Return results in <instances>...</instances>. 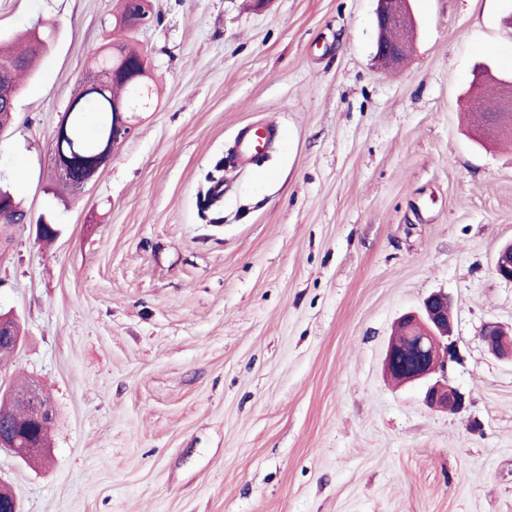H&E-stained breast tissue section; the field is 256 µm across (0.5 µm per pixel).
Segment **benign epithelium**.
<instances>
[{
    "label": "benign epithelium",
    "instance_id": "1",
    "mask_svg": "<svg viewBox=\"0 0 512 512\" xmlns=\"http://www.w3.org/2000/svg\"><path fill=\"white\" fill-rule=\"evenodd\" d=\"M375 23L376 59L385 66L398 65L407 54L410 41L391 42L387 32L393 27L411 31L410 0H377ZM491 84L503 93L501 111L493 117V125L500 128L512 122V80L497 76ZM493 270L498 278L512 282V243L498 251ZM448 305V295L438 292L424 301L421 312L405 314L400 321L405 335L390 338L385 367L394 371L395 379L403 384H425L427 406L456 413L464 408L466 396L447 378L448 368L458 360L457 341L445 330L453 323ZM481 336L494 355L512 359V335L499 325L485 324ZM17 397L31 409L30 417L24 425L0 423V447L37 456L43 451L41 437L50 429L53 410L37 386L20 392Z\"/></svg>",
    "mask_w": 512,
    "mask_h": 512
}]
</instances>
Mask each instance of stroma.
Instances as JSON below:
<instances>
[{
	"instance_id": "stroma-1",
	"label": "stroma",
	"mask_w": 512,
	"mask_h": 512,
	"mask_svg": "<svg viewBox=\"0 0 512 512\" xmlns=\"http://www.w3.org/2000/svg\"><path fill=\"white\" fill-rule=\"evenodd\" d=\"M115 2L0 0L1 40L55 28L0 135V184L31 217L0 229V312L21 324L0 391L34 382L54 411L41 462L0 450L20 512H512V363L480 336L512 326L493 272L512 143L466 110L478 63L512 70V0H411L395 69L376 0H151L131 41L157 108L60 199L48 145ZM268 123L264 160L228 166ZM435 291L458 414L384 369Z\"/></svg>"
}]
</instances>
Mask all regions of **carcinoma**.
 <instances>
[{
    "label": "carcinoma",
    "instance_id": "obj_1",
    "mask_svg": "<svg viewBox=\"0 0 512 512\" xmlns=\"http://www.w3.org/2000/svg\"><path fill=\"white\" fill-rule=\"evenodd\" d=\"M152 19L149 0H118L113 37L90 53V64L74 87L69 104L62 113L51 139L53 183L49 191L56 195L73 194L82 189L98 162L110 151L112 143L128 132L122 120L150 111L155 102L148 57L131 46L129 33L141 20ZM54 30L39 23L0 47V131L14 119L19 81L50 51ZM209 186L202 199L208 209L223 195L214 193L224 179L208 177ZM28 212L13 193L0 188V224H23ZM29 408L0 395V421L15 424L27 421Z\"/></svg>",
    "mask_w": 512,
    "mask_h": 512
}]
</instances>
